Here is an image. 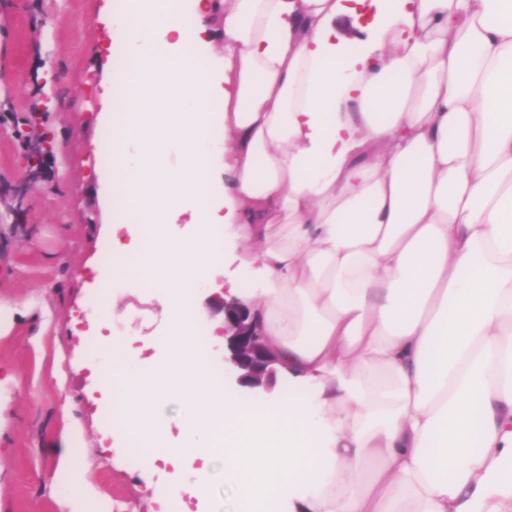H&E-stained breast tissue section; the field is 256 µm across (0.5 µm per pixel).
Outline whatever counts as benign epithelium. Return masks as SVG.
I'll use <instances>...</instances> for the list:
<instances>
[{"label": "benign epithelium", "mask_w": 512, "mask_h": 512, "mask_svg": "<svg viewBox=\"0 0 512 512\" xmlns=\"http://www.w3.org/2000/svg\"><path fill=\"white\" fill-rule=\"evenodd\" d=\"M51 151L47 140L43 152L27 157L30 172L24 189L40 181L44 154ZM220 309L224 313V363L237 375L238 385L251 390L268 389L276 377V360L267 351L255 315L237 300L221 301Z\"/></svg>", "instance_id": "obj_1"}]
</instances>
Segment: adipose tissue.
<instances>
[{"mask_svg":"<svg viewBox=\"0 0 512 512\" xmlns=\"http://www.w3.org/2000/svg\"><path fill=\"white\" fill-rule=\"evenodd\" d=\"M98 4L122 62L101 84L125 152L112 251L168 334L133 369L109 338L96 357L170 495L190 459L224 512H512V0H194L190 23L174 0ZM229 251L247 278L224 297L290 385L261 411L212 383L185 311Z\"/></svg>","mask_w":512,"mask_h":512,"instance_id":"adipose-tissue-1","label":"adipose tissue"}]
</instances>
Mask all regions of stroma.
<instances>
[{
  "instance_id": "1",
  "label": "stroma",
  "mask_w": 512,
  "mask_h": 512,
  "mask_svg": "<svg viewBox=\"0 0 512 512\" xmlns=\"http://www.w3.org/2000/svg\"><path fill=\"white\" fill-rule=\"evenodd\" d=\"M96 0H0V301L14 319L0 331V512H69L62 458L67 429L80 424L89 486L112 512H157L156 493L166 491L162 462L129 461L130 445L101 447L109 405L86 349L95 330L72 334L92 308L86 264L102 259L111 199L103 191L110 155L95 156L93 140H111L100 128L99 53L102 28ZM52 81H45V74ZM51 134L46 174L19 194L22 156L38 149L39 133ZM113 292L122 311L107 336L135 330L166 333L163 300L140 277L115 273ZM218 283L203 280L186 302L197 324L208 327L222 312ZM206 358L223 390L260 408L286 393L276 381L256 395L224 373V346L210 343Z\"/></svg>"
}]
</instances>
